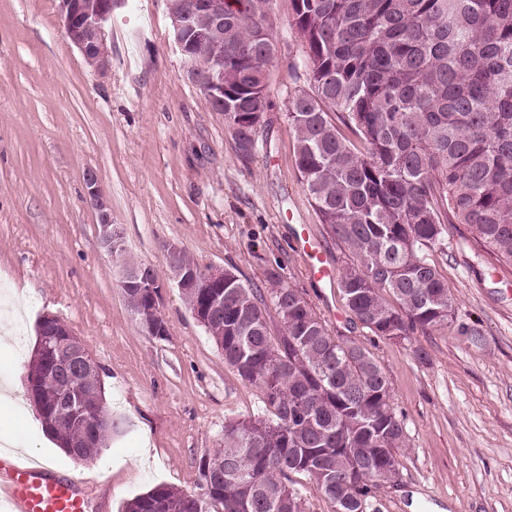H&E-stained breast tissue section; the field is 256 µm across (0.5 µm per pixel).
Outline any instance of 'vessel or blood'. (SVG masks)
Listing matches in <instances>:
<instances>
[{"instance_id": "b4317fda", "label": "vessel or blood", "mask_w": 512, "mask_h": 512, "mask_svg": "<svg viewBox=\"0 0 512 512\" xmlns=\"http://www.w3.org/2000/svg\"><path fill=\"white\" fill-rule=\"evenodd\" d=\"M295 247L304 255L307 271L314 281L335 283V272L313 237L300 235ZM0 495L13 506L14 512H86L85 500L75 482L10 456L0 455Z\"/></svg>"}]
</instances>
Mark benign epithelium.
Returning <instances> with one entry per match:
<instances>
[{
    "label": "benign epithelium",
    "mask_w": 512,
    "mask_h": 512,
    "mask_svg": "<svg viewBox=\"0 0 512 512\" xmlns=\"http://www.w3.org/2000/svg\"><path fill=\"white\" fill-rule=\"evenodd\" d=\"M115 0H98L89 8L83 0H59L63 32L71 44L82 54L86 64L94 71L104 74L111 66V54L106 40V28L112 19ZM206 18L215 28L224 27V0H189L181 10H169L168 36L182 57V77L190 83L205 87L208 103L215 112L224 111V58L215 59L208 68L200 69L194 63L195 47L208 39L205 29L191 28L194 17ZM87 200L98 215V236L107 255H112L122 239L118 225L112 223V211L107 199L101 193L96 172L85 176ZM170 275L166 278L148 276L139 271H126L121 276V286H135L146 289L150 301L138 308L134 318L141 331L147 336L158 332L162 317L158 302L163 292L172 287L183 289L198 285L194 270L180 262L182 249L176 244L167 246Z\"/></svg>",
    "instance_id": "7a95c632"
}]
</instances>
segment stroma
Instances as JSON below:
<instances>
[{"mask_svg": "<svg viewBox=\"0 0 512 512\" xmlns=\"http://www.w3.org/2000/svg\"><path fill=\"white\" fill-rule=\"evenodd\" d=\"M169 0H121L107 27L112 67L93 71L66 39L58 0H0V452L78 482L87 512H124L159 484L199 493L200 458L224 423L260 412L178 289L161 313L169 335H143L118 287L120 267L99 244L85 199L96 171L112 221L138 262L167 276V244L203 270L231 268L266 288L278 265L335 334L377 358L408 445L395 484L374 488L369 512H512V265L447 225L432 253L455 300L447 326L396 341L354 323L338 288L308 276L291 244L309 225L337 269L329 238L295 166L287 102L306 89L288 0H275L279 56L271 108L255 151L240 155L224 115L181 76L167 38ZM70 326L100 366L119 424L107 449L81 463L52 447L29 397L37 321Z\"/></svg>", "mask_w": 512, "mask_h": 512, "instance_id": "stroma-1", "label": "stroma"}]
</instances>
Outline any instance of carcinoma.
Here are the masks:
<instances>
[{
	"label": "carcinoma",
	"mask_w": 512,
	"mask_h": 512,
	"mask_svg": "<svg viewBox=\"0 0 512 512\" xmlns=\"http://www.w3.org/2000/svg\"><path fill=\"white\" fill-rule=\"evenodd\" d=\"M272 0H227L224 28L197 48L224 56V122L244 156L269 109L276 37ZM309 89L288 99L295 164L320 223L341 253L338 289L359 324L410 337L453 320L455 301L430 258L448 224L512 263V0H289ZM266 273L268 294L238 275L222 288H185L190 310L219 297L203 324L263 414L224 424L221 448L198 464L202 493L159 485L125 512H304L293 476L333 512H367L389 482L404 421L373 353L345 357L311 304ZM280 318L271 335L266 300ZM74 336L47 326L28 365L42 426L73 459L97 458L118 423L99 372L66 365ZM107 424L89 432L87 417Z\"/></svg>",
	"instance_id": "cac0c4a2"
}]
</instances>
